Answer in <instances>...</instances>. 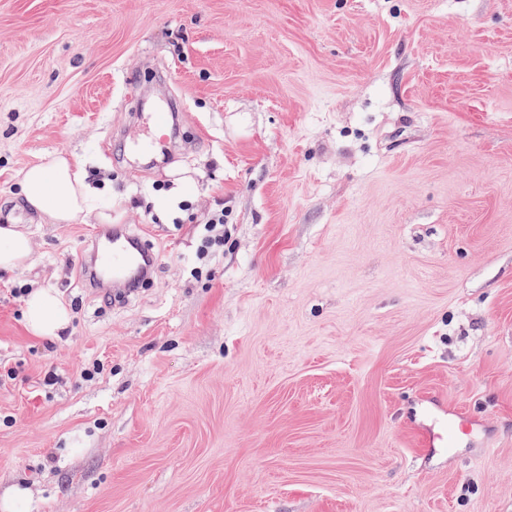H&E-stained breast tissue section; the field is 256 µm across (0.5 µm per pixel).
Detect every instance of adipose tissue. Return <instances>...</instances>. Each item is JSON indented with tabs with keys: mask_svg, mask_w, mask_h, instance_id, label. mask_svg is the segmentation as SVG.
Listing matches in <instances>:
<instances>
[{
	"mask_svg": "<svg viewBox=\"0 0 512 512\" xmlns=\"http://www.w3.org/2000/svg\"><path fill=\"white\" fill-rule=\"evenodd\" d=\"M19 198L49 224H72L80 217L98 213L102 221L111 212L97 211L95 195L75 161L63 154H48L19 173ZM32 242L27 230L17 224L0 225V270L12 271L29 264ZM72 314L61 296L50 289L34 287L24 298V324L36 337L60 336Z\"/></svg>",
	"mask_w": 512,
	"mask_h": 512,
	"instance_id": "obj_1",
	"label": "adipose tissue"
}]
</instances>
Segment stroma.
<instances>
[{
  "instance_id": "35a3bbf8",
  "label": "stroma",
  "mask_w": 512,
  "mask_h": 512,
  "mask_svg": "<svg viewBox=\"0 0 512 512\" xmlns=\"http://www.w3.org/2000/svg\"><path fill=\"white\" fill-rule=\"evenodd\" d=\"M169 108L171 156L127 151ZM53 152L156 257L123 303L81 272L95 215L16 199ZM9 222L32 257L0 272V494L512 512V0H0ZM32 284L70 306L59 338L26 331ZM453 411L477 425L451 453ZM224 205L211 214L204 224V235L198 250L199 258L205 259L213 251L224 245Z\"/></svg>"
}]
</instances>
